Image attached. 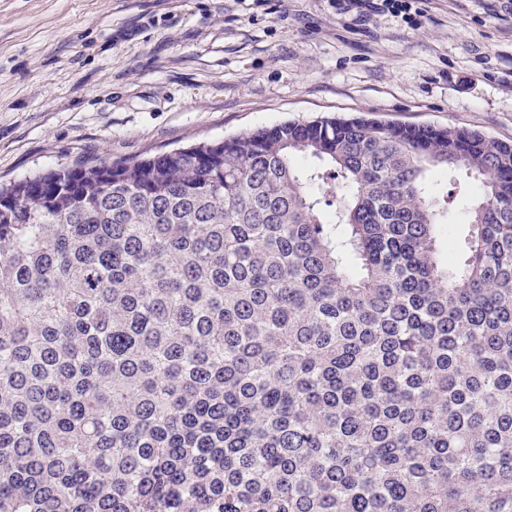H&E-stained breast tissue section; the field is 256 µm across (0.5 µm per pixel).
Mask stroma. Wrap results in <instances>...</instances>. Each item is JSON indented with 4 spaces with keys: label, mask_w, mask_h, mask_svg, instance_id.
Wrapping results in <instances>:
<instances>
[{
    "label": "stroma",
    "mask_w": 512,
    "mask_h": 512,
    "mask_svg": "<svg viewBox=\"0 0 512 512\" xmlns=\"http://www.w3.org/2000/svg\"><path fill=\"white\" fill-rule=\"evenodd\" d=\"M0 0V181L125 161L286 120L364 114L512 141V8L415 0ZM443 246L461 240L464 173ZM346 10L365 8L368 10L367 16L371 14L379 13H390L395 17L403 14L407 15L410 12L412 5L408 3V0H345Z\"/></svg>",
    "instance_id": "stroma-1"
}]
</instances>
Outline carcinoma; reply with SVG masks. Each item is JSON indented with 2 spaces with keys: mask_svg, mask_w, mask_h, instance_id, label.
<instances>
[{
  "mask_svg": "<svg viewBox=\"0 0 512 512\" xmlns=\"http://www.w3.org/2000/svg\"><path fill=\"white\" fill-rule=\"evenodd\" d=\"M0 512H512V143L334 117L0 185ZM434 182L437 181V188L442 192L448 190V193H453L457 197L455 206L451 213L454 215L453 224L446 225L447 236L442 237V248L444 251L448 250V246L452 245L461 240L467 233L468 224L464 223V211L469 206V202L472 199L474 188L469 185L468 179L464 173L458 171H448V173H437L434 176ZM448 225H449V236H448Z\"/></svg>",
  "mask_w": 512,
  "mask_h": 512,
  "instance_id": "1",
  "label": "carcinoma"
}]
</instances>
